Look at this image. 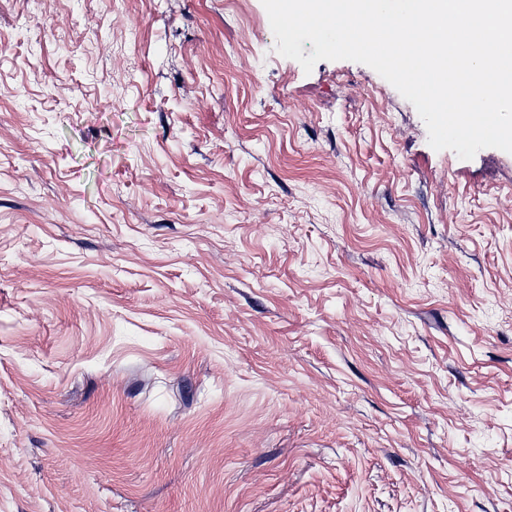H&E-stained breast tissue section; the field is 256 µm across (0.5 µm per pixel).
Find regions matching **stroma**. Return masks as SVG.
<instances>
[{
	"label": "stroma",
	"instance_id": "35a3bbf8",
	"mask_svg": "<svg viewBox=\"0 0 512 512\" xmlns=\"http://www.w3.org/2000/svg\"><path fill=\"white\" fill-rule=\"evenodd\" d=\"M0 512H512V154L262 0H0Z\"/></svg>",
	"mask_w": 512,
	"mask_h": 512
}]
</instances>
